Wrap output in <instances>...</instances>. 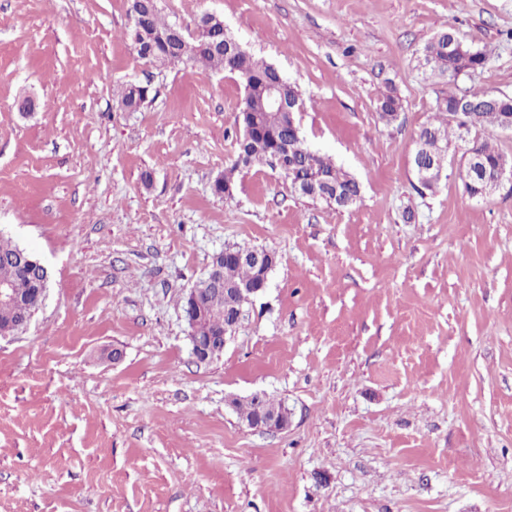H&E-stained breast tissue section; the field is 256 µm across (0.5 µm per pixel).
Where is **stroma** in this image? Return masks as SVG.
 Instances as JSON below:
<instances>
[{
	"label": "stroma",
	"instance_id": "35a3bbf8",
	"mask_svg": "<svg viewBox=\"0 0 512 512\" xmlns=\"http://www.w3.org/2000/svg\"><path fill=\"white\" fill-rule=\"evenodd\" d=\"M129 5L0 0V236L51 273L0 339V512H512V188L469 196L457 150L434 190L413 171L443 88L424 44L453 30L489 55L459 89L512 96V0H159L299 86L305 144L360 184L346 210L266 165L215 194L243 89L139 59ZM228 245L277 265L201 362L183 298ZM255 392L287 430L229 407ZM119 95L120 105L132 112H136L149 101L151 90L148 85L134 82L123 86ZM266 395L264 393H254L245 398H231L229 406L236 410V406L242 401H253L257 405V413L250 422L243 421L248 427L262 430L283 431L290 426V413L288 408L282 405L278 409H270L264 405Z\"/></svg>",
	"mask_w": 512,
	"mask_h": 512
}]
</instances>
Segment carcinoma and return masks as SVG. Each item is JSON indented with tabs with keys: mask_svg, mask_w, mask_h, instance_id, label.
Returning a JSON list of instances; mask_svg holds the SVG:
<instances>
[{
	"mask_svg": "<svg viewBox=\"0 0 512 512\" xmlns=\"http://www.w3.org/2000/svg\"><path fill=\"white\" fill-rule=\"evenodd\" d=\"M206 24L208 29L202 30L196 38L190 37L189 31H184L190 45L185 60L206 68L228 71L237 76L244 89L237 122L243 129L250 128L249 134H241L237 142V154L231 168L215 179L214 193L225 194L226 189L233 187L235 171L257 163L292 172V185L297 179L311 173L318 177V182L314 188L302 192V195L319 200L321 194L325 193L328 203L338 209L353 206L360 194V185L356 178L330 159L306 147L299 125L292 124L288 117L265 118L267 84L280 81L283 94L288 98L298 99L302 98L299 87L288 81L272 65L255 59L245 47L238 52L229 53L214 49L212 44L234 42L236 38L229 32L216 34L219 22L212 17L207 19ZM171 27L172 24L162 18L160 10H145L141 28L129 27L128 36L138 56L146 61L149 53H166L167 33ZM422 60L431 74L444 79L448 85V89L439 92L435 99L434 109L441 115V119L436 124L430 123L423 127L418 134L419 151L423 153L426 167L439 175L444 169L451 145L448 123L454 108V86L460 76L484 68L488 57L483 51L458 40L448 30L426 43L422 50ZM150 95L149 86L128 83L120 91L119 102L126 109L136 112L149 101ZM466 96L471 101V108L464 119L471 131L495 128L499 126L503 116L512 115V96L482 89L469 90ZM401 108L400 99L393 94L384 95L376 105L380 118L387 122ZM458 140L463 142L460 146L462 152L478 157L488 170H494L509 162V158L477 136L465 139L460 135ZM212 264L218 266L219 278L223 284L218 287L213 284H198V297L204 310L205 331L219 344L224 339L226 321L227 299L224 289L253 281L257 269L248 263H238L224 257L222 251L213 257ZM48 279L49 270L40 267L36 254L0 240V284L11 288L17 297L14 304L0 307V324L6 325L27 317L30 313L29 302L37 296L39 289L48 287Z\"/></svg>",
	"mask_w": 512,
	"mask_h": 512,
	"instance_id": "cac0c4a2",
	"label": "carcinoma"
}]
</instances>
